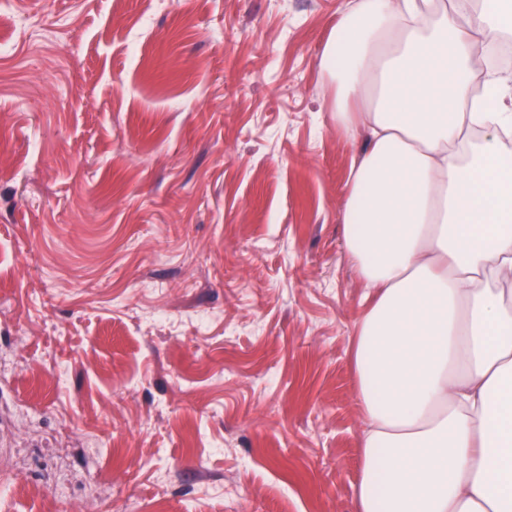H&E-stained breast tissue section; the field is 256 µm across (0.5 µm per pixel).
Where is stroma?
<instances>
[{
    "mask_svg": "<svg viewBox=\"0 0 512 512\" xmlns=\"http://www.w3.org/2000/svg\"><path fill=\"white\" fill-rule=\"evenodd\" d=\"M347 0H0V512H355Z\"/></svg>",
    "mask_w": 512,
    "mask_h": 512,
    "instance_id": "35a3bbf8",
    "label": "stroma"
}]
</instances>
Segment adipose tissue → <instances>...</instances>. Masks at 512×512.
<instances>
[{"label":"adipose tissue","mask_w":512,"mask_h":512,"mask_svg":"<svg viewBox=\"0 0 512 512\" xmlns=\"http://www.w3.org/2000/svg\"><path fill=\"white\" fill-rule=\"evenodd\" d=\"M512 0H356L323 51L363 147L342 212L367 289L356 512H512Z\"/></svg>","instance_id":"adipose-tissue-1"}]
</instances>
